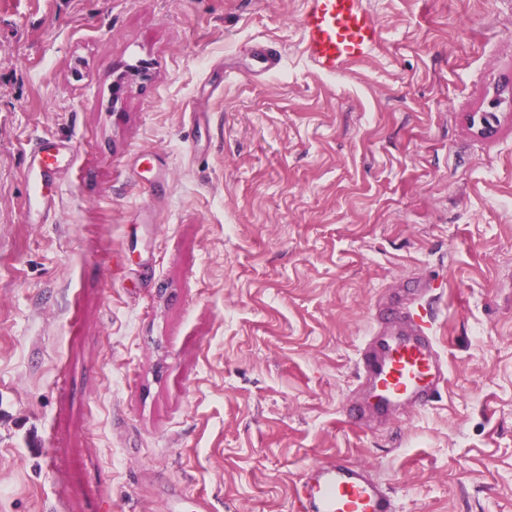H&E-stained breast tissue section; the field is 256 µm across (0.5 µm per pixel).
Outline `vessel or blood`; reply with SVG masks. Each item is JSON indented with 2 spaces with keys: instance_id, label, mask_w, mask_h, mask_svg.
I'll return each instance as SVG.
<instances>
[{
  "instance_id": "b4317fda",
  "label": "vessel or blood",
  "mask_w": 512,
  "mask_h": 512,
  "mask_svg": "<svg viewBox=\"0 0 512 512\" xmlns=\"http://www.w3.org/2000/svg\"><path fill=\"white\" fill-rule=\"evenodd\" d=\"M300 27L308 57L321 73L336 75L367 58L380 42L377 21L365 0H306ZM28 173L39 191L27 203L30 217L48 212L53 199L44 192L70 163L68 146L43 140L29 152ZM429 293L418 281L409 302L379 310L373 334L359 353L357 374L366 405L349 409L359 424L396 419L400 410L425 407L448 383V362L416 304ZM296 512H396L381 480L364 465L343 458L309 468L295 487Z\"/></svg>"
}]
</instances>
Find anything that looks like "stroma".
Listing matches in <instances>:
<instances>
[{"label": "stroma", "mask_w": 512, "mask_h": 512, "mask_svg": "<svg viewBox=\"0 0 512 512\" xmlns=\"http://www.w3.org/2000/svg\"><path fill=\"white\" fill-rule=\"evenodd\" d=\"M366 5L327 76L304 0H0V512H294L336 457L397 512H512V0ZM40 139L74 164L33 224ZM420 279L448 386L360 426Z\"/></svg>", "instance_id": "35a3bbf8"}]
</instances>
